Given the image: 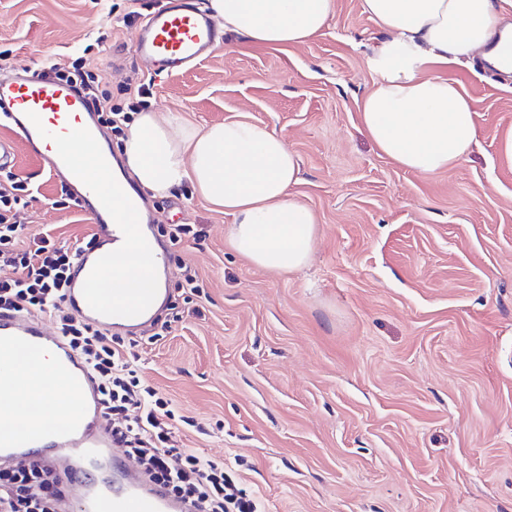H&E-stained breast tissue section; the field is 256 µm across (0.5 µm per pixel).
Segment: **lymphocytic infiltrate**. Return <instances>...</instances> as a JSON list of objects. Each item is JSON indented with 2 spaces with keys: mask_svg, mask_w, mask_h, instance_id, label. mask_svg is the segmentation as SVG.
Here are the masks:
<instances>
[{
  "mask_svg": "<svg viewBox=\"0 0 512 512\" xmlns=\"http://www.w3.org/2000/svg\"><path fill=\"white\" fill-rule=\"evenodd\" d=\"M59 80L79 85L96 108L97 121L108 133L120 135L152 95L140 83L127 106L113 104L87 59L67 65L47 62ZM31 185L13 172H0V314H46L58 332L87 361L98 382L102 408L112 427V439L127 457L135 459L144 476L170 495L188 501L195 512H263L259 498L240 488L225 471L223 460L183 447L177 425L193 426L140 373L138 340H124L78 320L64 303L65 288L82 248L91 237L71 245L58 244L50 232L24 241L18 221L31 197ZM63 490L56 471L46 464L0 467V512H59Z\"/></svg>",
  "mask_w": 512,
  "mask_h": 512,
  "instance_id": "obj_1",
  "label": "lymphocytic infiltrate"
}]
</instances>
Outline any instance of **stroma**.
Segmentation results:
<instances>
[{"label":"stroma","instance_id":"35a3bbf8","mask_svg":"<svg viewBox=\"0 0 512 512\" xmlns=\"http://www.w3.org/2000/svg\"><path fill=\"white\" fill-rule=\"evenodd\" d=\"M156 3L0 0V51L14 68L88 56L113 104L149 78V111L264 124L298 157L292 192L318 224L296 272L236 253L231 216L191 185L147 200L153 220L206 234L164 272L173 299L196 271L204 317L184 313L142 355L149 383L203 428L184 445L223 458L265 512H512V163L500 153L512 78L473 57L435 67L474 100L478 136L455 166L422 175L361 124L367 59L387 38L362 0H333L303 45L228 35L175 76L132 53ZM14 172L35 185L27 233H92L90 215L56 206L39 160L19 153Z\"/></svg>","mask_w":512,"mask_h":512}]
</instances>
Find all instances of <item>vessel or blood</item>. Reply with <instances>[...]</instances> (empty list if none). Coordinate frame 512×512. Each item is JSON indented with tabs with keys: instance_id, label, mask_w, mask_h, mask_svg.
<instances>
[{
	"instance_id": "obj_1",
	"label": "vessel or blood",
	"mask_w": 512,
	"mask_h": 512,
	"mask_svg": "<svg viewBox=\"0 0 512 512\" xmlns=\"http://www.w3.org/2000/svg\"><path fill=\"white\" fill-rule=\"evenodd\" d=\"M223 41V31L199 0H166L141 23L134 53L152 59L157 71L175 74L209 57ZM0 126L10 131L0 138V170L13 168L17 149H24L42 162L49 176L63 179L93 220L96 242L76 259L65 290L67 307L106 333L115 327L147 331L153 289L126 292L99 286L112 274L115 244L128 251L145 246V234L118 216L134 208L137 198L112 196L106 184L88 178L71 157L49 146L56 138L96 140L99 124L90 101L42 65H27L0 75ZM42 361L52 374L67 379L71 408L50 413L43 423H0V462L51 463L78 512H191L188 504L146 478H126V458L112 441L96 381L82 355L64 337L49 332L38 315L0 317V395L9 393L13 374Z\"/></svg>"
}]
</instances>
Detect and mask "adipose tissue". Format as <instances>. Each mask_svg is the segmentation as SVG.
Listing matches in <instances>:
<instances>
[{
    "mask_svg": "<svg viewBox=\"0 0 512 512\" xmlns=\"http://www.w3.org/2000/svg\"><path fill=\"white\" fill-rule=\"evenodd\" d=\"M225 34L287 47L306 43L327 23L332 0H209ZM388 37L368 58L372 90L358 104L362 125L382 154L399 166L432 175L451 168L477 137L473 100L430 65L460 61L476 51L497 62L504 37L495 0H362ZM124 175L163 197L191 184L233 218L232 248L253 265L277 272L305 268L316 242L313 213L290 190L300 180L297 156L266 125L227 121L198 128L175 114L140 113L122 145ZM64 378H48L30 363L16 375L0 419L66 395Z\"/></svg>",
    "mask_w": 512,
    "mask_h": 512,
    "instance_id": "obj_1",
    "label": "adipose tissue"
}]
</instances>
